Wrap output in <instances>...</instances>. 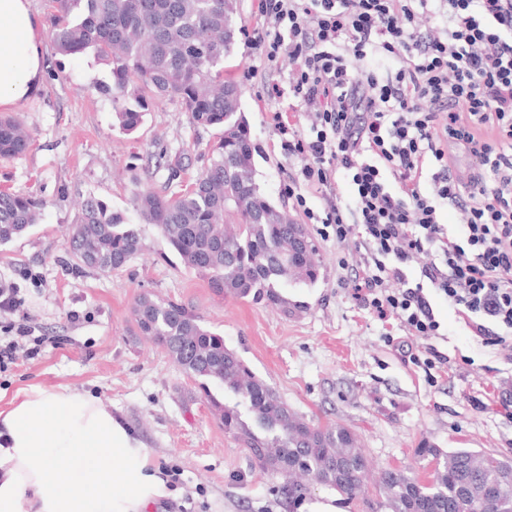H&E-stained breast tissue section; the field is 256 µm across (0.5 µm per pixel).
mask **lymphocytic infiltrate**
<instances>
[{"label":"lymphocytic infiltrate","instance_id":"obj_1","mask_svg":"<svg viewBox=\"0 0 512 512\" xmlns=\"http://www.w3.org/2000/svg\"><path fill=\"white\" fill-rule=\"evenodd\" d=\"M249 42L264 71L292 65L303 121L275 111L269 125L292 162L294 208L348 251L340 286L425 339V370L448 363L432 343L434 294L512 360V0H258ZM371 54L395 59L387 77L357 71ZM452 148L472 162L468 182Z\"/></svg>","mask_w":512,"mask_h":512}]
</instances>
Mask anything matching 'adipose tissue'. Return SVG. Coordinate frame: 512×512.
I'll list each match as a JSON object with an SVG mask.
<instances>
[{
	"instance_id": "obj_1",
	"label": "adipose tissue",
	"mask_w": 512,
	"mask_h": 512,
	"mask_svg": "<svg viewBox=\"0 0 512 512\" xmlns=\"http://www.w3.org/2000/svg\"><path fill=\"white\" fill-rule=\"evenodd\" d=\"M44 57L30 0H0V109L43 90ZM168 495L142 440L100 398L34 386L0 409V512H147Z\"/></svg>"
}]
</instances>
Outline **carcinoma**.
Wrapping results in <instances>:
<instances>
[{
  "instance_id": "cac0c4a2",
  "label": "carcinoma",
  "mask_w": 512,
  "mask_h": 512,
  "mask_svg": "<svg viewBox=\"0 0 512 512\" xmlns=\"http://www.w3.org/2000/svg\"><path fill=\"white\" fill-rule=\"evenodd\" d=\"M48 36L62 55L89 50L111 67L112 83L98 91L119 107L123 127L138 126L146 109L142 91L176 96L197 127L222 129L209 165L192 188L167 195L138 192L133 208L156 225L184 266L208 277L211 288L296 309L279 291L286 281L308 286L320 262L307 228L260 193L253 176L255 144L238 113L242 90L224 79V56L236 45L233 0H49ZM24 124L0 116V158L27 153ZM43 203L0 194V245L38 223ZM70 250L81 267L112 272L143 247L139 230L101 199L90 198L72 226ZM140 333L162 347L190 378L201 380L219 410L224 432L234 435L260 465L288 478V497L303 495L304 476L330 486L346 500L361 493L367 459L352 432L338 425L313 427L280 401L275 391L204 328L196 315L147 295L134 307ZM224 387L220 403L207 383ZM423 457L444 458L429 483L400 469L385 472L380 490L389 512H512V460L460 448L441 456L428 444ZM304 460L306 472L295 466Z\"/></svg>"
}]
</instances>
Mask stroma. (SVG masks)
<instances>
[{"instance_id": "1", "label": "stroma", "mask_w": 512, "mask_h": 512, "mask_svg": "<svg viewBox=\"0 0 512 512\" xmlns=\"http://www.w3.org/2000/svg\"><path fill=\"white\" fill-rule=\"evenodd\" d=\"M257 0H237L242 26L224 75L242 87L240 110L254 142L255 180L277 208L291 209L285 191L289 161L273 145L270 112L292 113L289 67L275 79L281 97H268L249 73L259 64L246 32L257 21ZM46 78L39 97L15 109L32 144L21 157L0 158V193L42 201L41 220L24 235L0 245V282L19 288L17 310H0V337L11 321L28 319L38 357L19 356L0 371V407L19 390L71 386L100 397L113 414L139 433L155 464L177 465L171 498L154 512H371L379 501V473L402 469L432 481L437 463L419 450L430 444L448 452L472 448L512 457V416L496 392L512 383V362L461 324L446 299L431 303L443 327L434 343L448 356L446 373L429 379L413 364L410 340L394 318L361 308L337 283L341 255L335 240L309 225L321 260L312 286L283 283L280 291L300 310L284 314L263 302L215 293L208 280L186 268L158 228L142 223L134 195L149 188L184 191L207 165L219 129L193 126L178 99L147 93L142 123L122 129L112 100L100 94L110 68L92 54L63 56L45 47ZM87 198L105 201L127 223L138 225L144 248L122 269H76L67 232ZM149 295L183 305L224 338L254 374L265 380L289 410L305 422L334 423L350 430L369 461L361 495L350 502L336 490L309 483L300 504L283 492L284 479L263 470L247 448L227 434L211 404L218 386L202 390L159 346L139 336L135 301Z\"/></svg>"}]
</instances>
